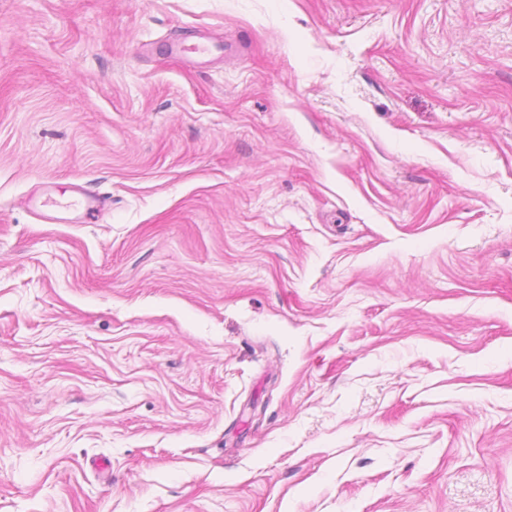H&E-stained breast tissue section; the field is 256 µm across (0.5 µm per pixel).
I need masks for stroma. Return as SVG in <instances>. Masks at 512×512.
<instances>
[{"instance_id": "obj_1", "label": "stroma", "mask_w": 512, "mask_h": 512, "mask_svg": "<svg viewBox=\"0 0 512 512\" xmlns=\"http://www.w3.org/2000/svg\"><path fill=\"white\" fill-rule=\"evenodd\" d=\"M0 512H512V0H0Z\"/></svg>"}]
</instances>
